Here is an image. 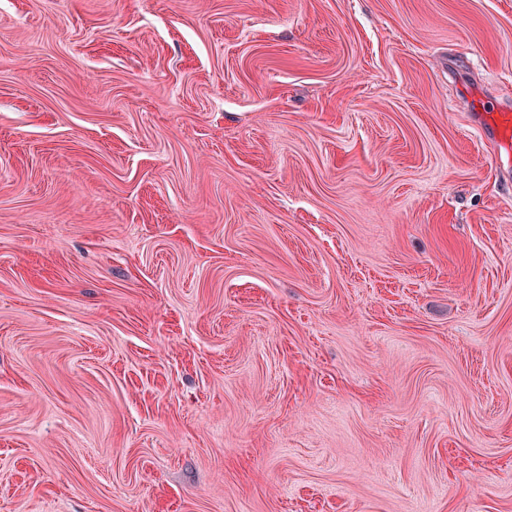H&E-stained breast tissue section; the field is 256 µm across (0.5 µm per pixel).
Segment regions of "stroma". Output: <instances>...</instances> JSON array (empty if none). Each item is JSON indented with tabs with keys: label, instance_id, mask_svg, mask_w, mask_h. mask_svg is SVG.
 <instances>
[{
	"label": "stroma",
	"instance_id": "stroma-1",
	"mask_svg": "<svg viewBox=\"0 0 512 512\" xmlns=\"http://www.w3.org/2000/svg\"><path fill=\"white\" fill-rule=\"evenodd\" d=\"M512 0H0V512H512ZM512 111L510 109H503L500 112H495V115H490L489 118H484L488 125L487 130L489 135L484 131V137L493 150L499 162V168H504L505 162L508 172L512 168ZM506 149V157L503 158L501 149Z\"/></svg>",
	"mask_w": 512,
	"mask_h": 512
}]
</instances>
